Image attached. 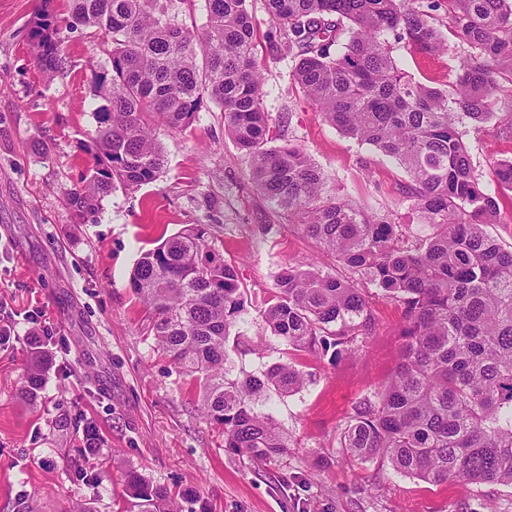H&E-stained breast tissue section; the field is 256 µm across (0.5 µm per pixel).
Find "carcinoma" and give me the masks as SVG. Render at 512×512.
Listing matches in <instances>:
<instances>
[{"label": "carcinoma", "mask_w": 512, "mask_h": 512, "mask_svg": "<svg viewBox=\"0 0 512 512\" xmlns=\"http://www.w3.org/2000/svg\"><path fill=\"white\" fill-rule=\"evenodd\" d=\"M273 51L294 61L302 97L343 134L402 166L408 195L430 233L402 243V225L322 193L307 150L276 144L264 108L255 27L246 0H205L192 32L171 19L173 0H67V27L92 28L107 61L90 62L97 126L82 149L92 164L66 190L80 214L98 210L118 186L156 181L167 155L158 126L183 129L208 103L250 159L257 191L333 254L346 275L290 263L262 311L272 335L293 350L350 353L376 318L361 284L402 308L400 356L388 380L360 401L341 447L361 461L390 462L428 484L464 481L512 486V249L485 232L503 201L486 194L464 137L493 119L502 76L512 75V0H448V28L472 52L461 59L455 97L412 80L386 38L435 56L447 50L421 0H264ZM37 68L64 75L68 57L57 17L31 22ZM494 174L512 192V157ZM130 287L151 315L150 334L199 390L205 417L224 432V451L272 461L288 440L263 410L272 396L297 392L303 371L275 363L229 377L230 327L243 321L245 290L205 224H189L143 252ZM45 359L32 349L25 395L42 391ZM126 512H182L178 495L140 475L126 477Z\"/></svg>", "instance_id": "1"}]
</instances>
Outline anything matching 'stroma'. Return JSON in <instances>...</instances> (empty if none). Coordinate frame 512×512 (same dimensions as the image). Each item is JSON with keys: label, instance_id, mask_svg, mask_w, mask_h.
I'll use <instances>...</instances> for the list:
<instances>
[{"label": "stroma", "instance_id": "1", "mask_svg": "<svg viewBox=\"0 0 512 512\" xmlns=\"http://www.w3.org/2000/svg\"><path fill=\"white\" fill-rule=\"evenodd\" d=\"M41 5L0 0V319L16 331L0 341V512H116L129 471L179 492L183 512H512L510 486H433L341 448L354 405L396 367L402 310L372 296L374 333L338 360L293 351L272 336L260 310L283 267L311 258L321 270L338 268L269 208L219 108H202L182 130L157 128L168 165L155 182L116 188L89 219L67 204L65 189L88 165L80 144L96 126L89 63L107 56L87 30L62 29L69 71L44 78L28 39ZM246 7L257 29L264 107L283 139L307 149L326 193L392 213L407 236L422 234L404 168L322 120L293 86L291 59L270 49L263 0ZM468 51L452 35L439 56L399 43L393 57L414 80L448 90ZM465 141L481 188L500 196L492 163L512 155V132L490 123ZM188 224L208 225L245 290V320L226 343L234 374L288 361L307 375L301 391L275 400L273 415L288 434L284 458L225 453L222 430L204 419L198 395L147 333L130 273L160 236ZM34 333L48 356L35 407L21 395ZM89 423L101 437L91 455L82 442Z\"/></svg>", "mask_w": 512, "mask_h": 512}]
</instances>
